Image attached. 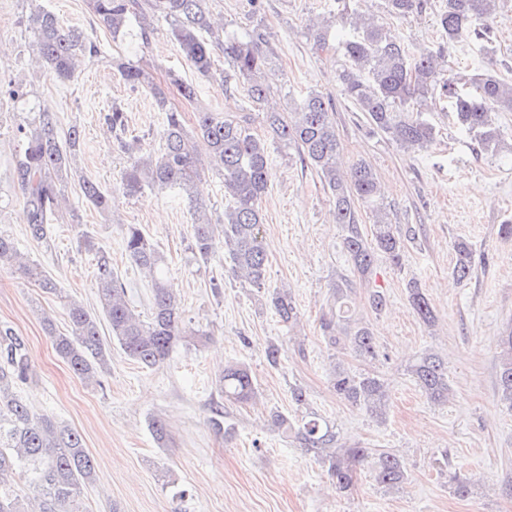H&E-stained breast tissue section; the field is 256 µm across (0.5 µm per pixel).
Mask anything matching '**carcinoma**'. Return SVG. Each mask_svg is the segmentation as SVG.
I'll return each instance as SVG.
<instances>
[{
	"instance_id": "carcinoma-1",
	"label": "carcinoma",
	"mask_w": 512,
	"mask_h": 512,
	"mask_svg": "<svg viewBox=\"0 0 512 512\" xmlns=\"http://www.w3.org/2000/svg\"><path fill=\"white\" fill-rule=\"evenodd\" d=\"M91 2L94 13L112 34L134 23L144 44L153 33L152 19H165L172 39L197 74L219 75L226 89L242 90L251 107L263 115L265 138L253 132L249 112L238 115L201 111L194 130L189 132L181 113L169 106L162 87L150 81L141 68L115 63L123 81L132 87H147L166 114L162 152L156 157L138 156L131 161L123 176L122 193L132 196L145 182L161 189L189 191L204 171V160L197 149L200 142L224 177V223H212L207 206L191 201L194 231L190 250L196 258L208 260L220 247L230 259L231 276L253 288H265L267 253L261 235V203L268 192L269 143L273 142L284 154L314 169L335 200L336 223L343 231L342 248L361 281H369L379 256L395 266L401 264L405 239L392 223L376 173L362 161L347 170L338 165L340 141L333 99L310 92L293 101L285 112L264 109L273 93L275 52L262 25L223 39L211 20L208 0ZM499 2L444 0L438 13L440 42L431 47L395 41L387 34L384 23L373 15L355 13L348 20L334 23L322 19L310 26L309 32L317 46L330 38L336 40L341 53L338 78L342 93L372 128L402 149L421 151L433 144L435 126L425 109L431 99L482 151L512 156V142L503 139L497 117L500 112H512V81L498 77L491 69L471 75L448 69L450 50L470 42L482 47L493 42L492 23ZM426 6V0H386L388 15L400 19L421 14ZM31 21L44 66L64 83L76 80L81 59L100 54L85 33L64 27L58 16L45 8L34 11ZM219 46L224 47L228 68L216 72L213 51ZM57 124L53 113L40 112L16 127L14 169L24 193L29 232L35 240L44 238L46 225L58 216L62 187L71 174L72 151L79 141L75 128L68 133L66 142L59 141ZM81 191L87 204L103 214L112 212V194L102 191L95 182L82 181ZM358 204L371 214L368 234L357 224ZM123 235L130 261L149 278L148 318L141 319L130 308L124 283L113 270L110 257L87 236L85 246L97 255L99 312L76 301H66L65 333L56 332L49 317L42 319L56 353L78 378L90 385L99 383L98 374L108 366L110 344L100 335L103 318L112 341L145 368L163 364L173 348L190 336L200 342L207 340L206 333L186 328L180 302L166 287L164 257L140 225H125ZM0 269L20 272L46 293H61L41 267L25 262L14 241L1 234ZM472 273V251L462 242L457 245L453 275L463 282ZM351 290V283L345 278L333 284V305L321 319L320 331L329 348H339L371 362L378 358L379 348L370 325L347 316L343 310ZM408 293L417 317L426 326H433L435 314L422 289L412 283ZM267 302L284 326L292 328L300 322L299 310L287 288L269 289ZM498 347L499 398L512 409V329L499 338ZM409 372L430 402L448 401V363L439 355L423 353L409 366ZM31 374L24 342L11 329H0V512H80L85 489L95 479V462L78 432L47 415H32L16 397V384L28 380ZM330 384L339 399L363 407L373 416L383 415L387 392L378 375L357 373L338 364L333 366ZM216 386L227 403H244L256 396L252 374L240 363L226 365ZM272 424L321 462L341 492L351 488L357 466L364 463L371 465L376 482L388 490L402 487L407 480L405 466L395 453L340 445L334 425L314 412L305 411L293 418L275 413ZM22 472L31 473L40 490L34 505L14 490L15 478ZM449 483L457 497L475 492L474 481L465 475L456 473Z\"/></svg>"
}]
</instances>
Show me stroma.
<instances>
[{"label": "stroma", "instance_id": "stroma-1", "mask_svg": "<svg viewBox=\"0 0 512 512\" xmlns=\"http://www.w3.org/2000/svg\"><path fill=\"white\" fill-rule=\"evenodd\" d=\"M404 20L385 18L395 38L430 46L439 39L436 14L442 0ZM209 0L215 22L225 30L266 27L277 55L278 77L271 105L314 90L336 105V129L344 166L363 161L375 170L393 222L407 233L401 265L379 260L369 285L351 295L355 318L367 321L380 360L364 363L324 343L319 324L331 305L330 287L353 269L341 248L342 229L335 206L317 174L278 149L269 158V192L262 201V235L270 286L288 285L301 313L287 328L263 293L229 274V259L193 258L191 199L205 203L213 223L224 220V180L206 167L191 193L143 186L133 196L121 192L130 162L125 144L159 155L165 115L147 88H131L114 63L130 61L157 84L168 70L197 87L193 102L171 96L194 126L196 112L239 113L249 109L241 92L195 76L169 34L167 21L154 23L149 43L135 34L113 37L94 14L90 0H0V233L14 239L29 262L54 278L62 296L42 293L22 275L0 270V328L20 336L29 351L32 376L15 393L37 415L53 416L77 430L96 463V477L80 504L81 512H512V412L498 396L497 338L512 324V238L500 233L512 224V165L482 152L463 136L446 113L434 115L436 141L427 150L407 152L374 132L354 111L337 78L340 56L318 49L308 33L311 18L335 13L336 0ZM55 12L62 23L96 40L100 56L82 62L79 77L58 81L37 59L29 16L34 6ZM488 48L472 44L454 51L448 64L461 72L494 65L512 79V0L499 9ZM24 87L27 99L9 96ZM51 107L58 134L80 132L72 174L64 186L69 207L80 221L62 217L42 241L28 232V217L12 159L18 124ZM121 108L125 129L114 136L105 116ZM112 193L111 213L88 206L83 180ZM141 225L169 266L168 284L184 310L185 323L208 333L204 343H180L160 367L147 369L112 346L107 371L98 385L77 378L55 353L43 329L50 316L56 331L67 328L65 300L97 311L96 255L85 248L92 237L112 258L127 287L131 307L148 316L151 292L124 249L123 227ZM472 250L474 272L464 282L452 274L457 242ZM417 282L437 317L425 326L407 297ZM381 288L387 304L368 306L369 287ZM278 345V365L266 358ZM434 351L448 363L447 404L427 401L408 371L411 362ZM239 361L250 369L257 396L225 405L215 380L224 366ZM372 372L384 381L386 412L377 418L340 401L329 384L333 364ZM302 388L310 409L331 420L340 443L392 450L404 461L407 482L396 491L379 486L369 468L356 471L349 492H339L325 467L270 424L271 412L292 416L294 388ZM224 406L225 435H215L209 418ZM165 422L158 441L154 420ZM479 483L460 498L449 489L453 473Z\"/></svg>", "mask_w": 512, "mask_h": 512}]
</instances>
